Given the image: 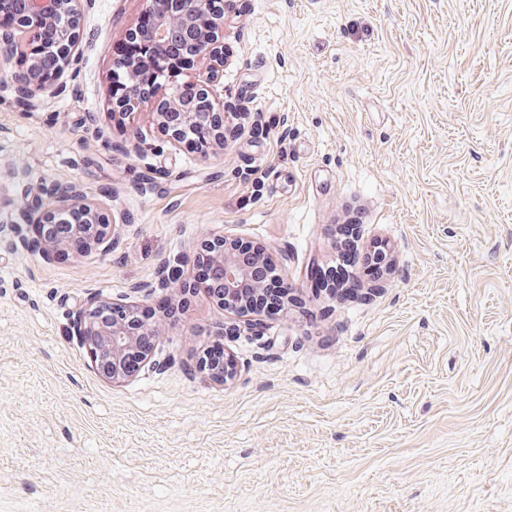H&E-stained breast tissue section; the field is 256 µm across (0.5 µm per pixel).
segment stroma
I'll list each match as a JSON object with an SVG mask.
<instances>
[{"instance_id":"35a3bbf8","label":"stroma","mask_w":512,"mask_h":512,"mask_svg":"<svg viewBox=\"0 0 512 512\" xmlns=\"http://www.w3.org/2000/svg\"><path fill=\"white\" fill-rule=\"evenodd\" d=\"M215 72L242 128L201 153L151 103L108 107L143 0H92L63 95L15 98L0 60V512H512V0H239ZM81 185L107 254L16 245L34 196ZM392 268L320 287L337 225ZM264 245L278 316L222 310L206 240ZM97 294L156 311L123 383L73 334ZM223 337L221 384L195 372Z\"/></svg>"}]
</instances>
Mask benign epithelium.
I'll use <instances>...</instances> for the list:
<instances>
[{
	"instance_id": "benign-epithelium-1",
	"label": "benign epithelium",
	"mask_w": 512,
	"mask_h": 512,
	"mask_svg": "<svg viewBox=\"0 0 512 512\" xmlns=\"http://www.w3.org/2000/svg\"><path fill=\"white\" fill-rule=\"evenodd\" d=\"M81 2L83 0H22L16 21L0 28V57L22 59L23 68L13 72L11 80L24 96L33 98L36 93L46 90L39 58L28 55V52L30 45L40 41L41 35L47 32L52 36L51 42L44 47L47 58L62 73L69 69L78 70L83 48L92 42V35L82 24ZM235 8L236 0H223L220 10L213 6V0H172L171 12L154 19L147 27L151 41L160 48L155 82L148 86L143 84L135 65L119 55L115 56L112 89L118 88L120 92L112 94V111L133 114L139 111L146 99L166 85L169 92L158 101L152 112L153 124L164 136L196 150L204 145H223L224 128H199L198 113L194 112L192 102L183 93L186 82L177 80L179 71L166 68V47L170 44L179 47L180 54L189 58V69L205 59L215 63L224 61V21L235 12ZM213 81L212 71L200 69L191 83L209 98ZM75 209L83 215V221L74 226L72 234L82 241L83 252L105 253L110 250L112 237L107 213L96 199L74 185L45 200H36L29 211L37 215L36 223L42 225L62 224L63 215ZM22 242L47 254L70 249L69 241L44 235L39 239L25 237ZM204 247L211 254L215 277L221 285L220 293H213L211 297L226 311L241 310L245 305L241 287L251 277L252 266L240 259L232 247V240L227 237L209 239ZM160 284L166 288H187L177 269H162ZM75 332L87 347L96 368L113 383L131 378L124 367L128 357L137 356L144 364L152 358L153 347L145 344L143 338L155 335L154 326L139 320L134 306L127 303L89 297L79 312ZM197 368L224 383L235 374V362L230 357L224 359L221 368L208 365L200 358Z\"/></svg>"
}]
</instances>
